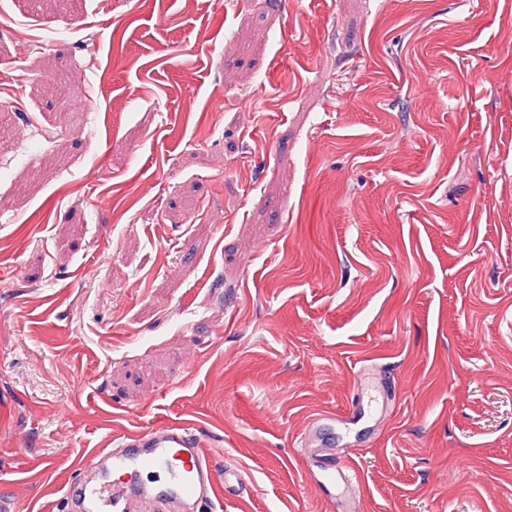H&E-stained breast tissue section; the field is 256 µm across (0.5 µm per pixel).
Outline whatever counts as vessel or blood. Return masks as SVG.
<instances>
[{"label": "vessel or blood", "instance_id": "obj_1", "mask_svg": "<svg viewBox=\"0 0 512 512\" xmlns=\"http://www.w3.org/2000/svg\"><path fill=\"white\" fill-rule=\"evenodd\" d=\"M307 464L323 496L335 500L348 486L347 465L335 449H323L317 429H309ZM66 492L63 512H218L228 493L244 484V470L224 465L205 450L202 432L171 422L123 438L84 458Z\"/></svg>", "mask_w": 512, "mask_h": 512}]
</instances>
